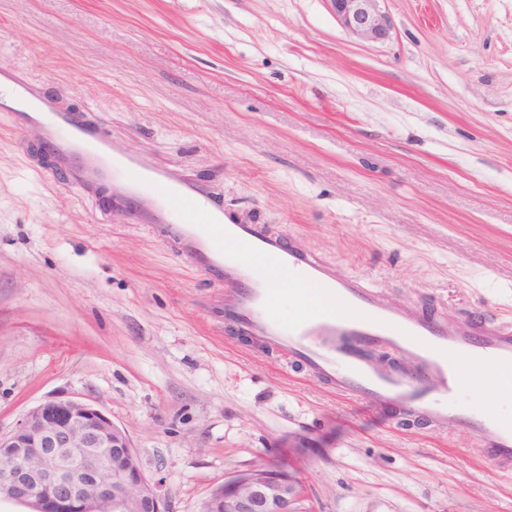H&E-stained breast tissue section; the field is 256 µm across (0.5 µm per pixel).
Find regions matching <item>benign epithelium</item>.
I'll list each match as a JSON object with an SVG mask.
<instances>
[{"label":"benign epithelium","instance_id":"7a95c632","mask_svg":"<svg viewBox=\"0 0 512 512\" xmlns=\"http://www.w3.org/2000/svg\"><path fill=\"white\" fill-rule=\"evenodd\" d=\"M339 25L364 42L389 38L382 0H329ZM298 484L267 468L215 486L203 512H294ZM0 500L31 512H167L162 484L148 478L126 433L96 405L54 397L0 433Z\"/></svg>","mask_w":512,"mask_h":512}]
</instances>
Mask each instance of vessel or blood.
I'll return each mask as SVG.
<instances>
[{
	"label": "vessel or blood",
	"mask_w": 512,
	"mask_h": 512,
	"mask_svg": "<svg viewBox=\"0 0 512 512\" xmlns=\"http://www.w3.org/2000/svg\"><path fill=\"white\" fill-rule=\"evenodd\" d=\"M0 112L16 126L38 127L45 151L72 184L85 190L109 186L133 202L153 204L139 223L172 234L197 268L224 279V313L243 333L306 365L318 380L375 412L400 415L439 429H466L497 469L512 472V416L487 415L463 396L472 366L512 369V328L482 312L431 319L410 303L395 305L365 279L342 273L286 236L258 224L224 221L204 187L144 158L118 153L105 129L41 98L35 83L0 67ZM316 286L320 308L282 319L276 312L275 275ZM409 355L390 370L376 362L375 348Z\"/></svg>",
	"instance_id": "b4317fda"
}]
</instances>
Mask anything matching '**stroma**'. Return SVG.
I'll use <instances>...</instances> for the list:
<instances>
[{
  "label": "stroma",
  "instance_id": "stroma-1",
  "mask_svg": "<svg viewBox=\"0 0 512 512\" xmlns=\"http://www.w3.org/2000/svg\"><path fill=\"white\" fill-rule=\"evenodd\" d=\"M363 42L328 0H0V65L396 303L512 322V0H383ZM56 170L0 115V430L77 395L168 512L253 467L296 512H512V473L348 401L224 316L170 234Z\"/></svg>",
  "mask_w": 512,
  "mask_h": 512
}]
</instances>
